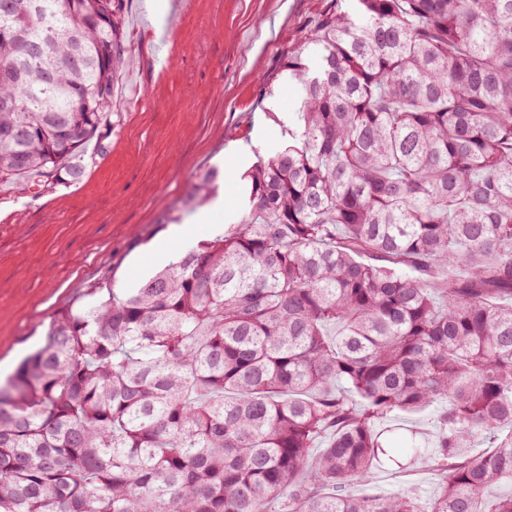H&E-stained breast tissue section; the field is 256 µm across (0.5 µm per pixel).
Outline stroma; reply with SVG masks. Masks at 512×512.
<instances>
[{
  "label": "stroma",
  "mask_w": 512,
  "mask_h": 512,
  "mask_svg": "<svg viewBox=\"0 0 512 512\" xmlns=\"http://www.w3.org/2000/svg\"><path fill=\"white\" fill-rule=\"evenodd\" d=\"M334 0H129V66L112 96L109 137L90 145L78 182L19 192L0 188V380L39 344L50 319L95 281L134 288L151 246L174 253L232 229L244 211L241 146L278 150L297 119L300 90L284 58ZM222 173L212 200L178 209L202 171ZM191 227L171 240L170 219ZM436 408L379 425L387 447L426 454L401 469L374 466L373 488L439 490Z\"/></svg>",
  "instance_id": "stroma-1"
}]
</instances>
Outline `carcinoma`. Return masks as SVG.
<instances>
[{
	"label": "carcinoma",
	"mask_w": 512,
	"mask_h": 512,
	"mask_svg": "<svg viewBox=\"0 0 512 512\" xmlns=\"http://www.w3.org/2000/svg\"><path fill=\"white\" fill-rule=\"evenodd\" d=\"M125 14L0 0V185L81 178ZM283 68L237 227L92 283L0 385V512H512V0H355ZM434 404L438 494L349 493Z\"/></svg>",
	"instance_id": "obj_1"
}]
</instances>
